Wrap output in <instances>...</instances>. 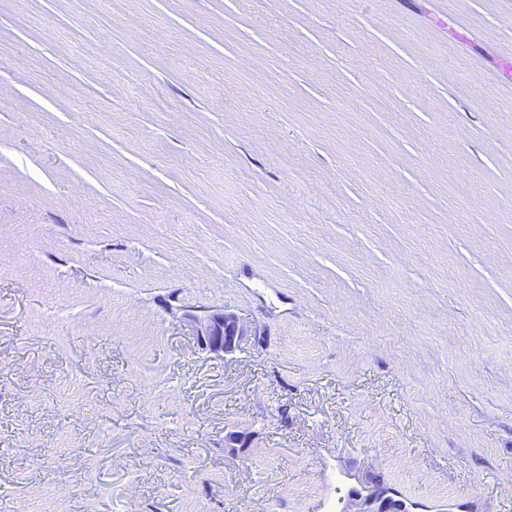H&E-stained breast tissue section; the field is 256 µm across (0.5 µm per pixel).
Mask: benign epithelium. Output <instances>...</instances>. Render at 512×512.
Segmentation results:
<instances>
[{
	"mask_svg": "<svg viewBox=\"0 0 512 512\" xmlns=\"http://www.w3.org/2000/svg\"><path fill=\"white\" fill-rule=\"evenodd\" d=\"M186 323L198 346L217 357L239 350L247 336L251 335L236 314L224 309L189 312Z\"/></svg>",
	"mask_w": 512,
	"mask_h": 512,
	"instance_id": "benign-epithelium-1",
	"label": "benign epithelium"
}]
</instances>
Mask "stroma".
Listing matches in <instances>:
<instances>
[{"label":"stroma","mask_w":512,"mask_h":512,"mask_svg":"<svg viewBox=\"0 0 512 512\" xmlns=\"http://www.w3.org/2000/svg\"><path fill=\"white\" fill-rule=\"evenodd\" d=\"M511 50L512 0H0V512H512ZM185 316L198 346L217 357L234 353L252 336L236 314L224 309L193 311Z\"/></svg>","instance_id":"obj_1"}]
</instances>
